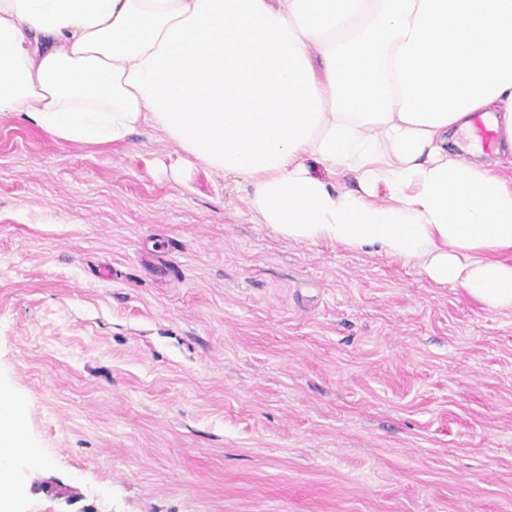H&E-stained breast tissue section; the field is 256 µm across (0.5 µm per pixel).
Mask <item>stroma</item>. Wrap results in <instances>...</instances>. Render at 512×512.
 Returning <instances> with one entry per match:
<instances>
[{"instance_id":"1","label":"stroma","mask_w":512,"mask_h":512,"mask_svg":"<svg viewBox=\"0 0 512 512\" xmlns=\"http://www.w3.org/2000/svg\"><path fill=\"white\" fill-rule=\"evenodd\" d=\"M179 157L0 116V379L43 460L14 512H512V312Z\"/></svg>"}]
</instances>
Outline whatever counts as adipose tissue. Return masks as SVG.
<instances>
[{"label":"adipose tissue","instance_id":"1","mask_svg":"<svg viewBox=\"0 0 512 512\" xmlns=\"http://www.w3.org/2000/svg\"><path fill=\"white\" fill-rule=\"evenodd\" d=\"M6 113L90 147L151 126L185 168L250 185L281 237L372 247L512 311V0H0ZM477 114L498 145L468 160L449 142ZM0 404L9 512L21 411L3 386Z\"/></svg>","mask_w":512,"mask_h":512}]
</instances>
